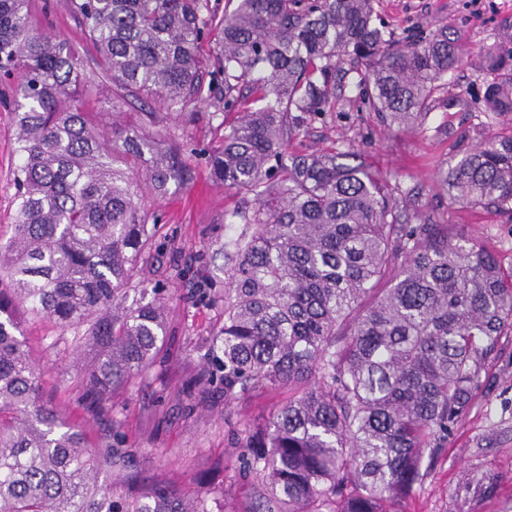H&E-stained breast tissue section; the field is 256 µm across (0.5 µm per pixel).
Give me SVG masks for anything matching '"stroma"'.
<instances>
[{"instance_id": "stroma-1", "label": "stroma", "mask_w": 512, "mask_h": 512, "mask_svg": "<svg viewBox=\"0 0 512 512\" xmlns=\"http://www.w3.org/2000/svg\"><path fill=\"white\" fill-rule=\"evenodd\" d=\"M381 19L404 38L445 25L466 40L470 54L449 74L448 96L454 107L437 105L423 127L385 128L374 114L347 106L326 112L304 127L292 141L296 152L331 148L353 151L359 162L388 181L409 204L434 214L439 223L463 231L492 250L503 268L512 267V216L482 208L451 204L435 186L439 166L471 150L499 126L478 112L486 76L483 49L497 38L504 20H512V0H376ZM37 27L66 39L82 58L91 83L87 102L100 125L113 118L130 123L140 110L160 111L153 99L126 103L96 64L79 19L63 0H30ZM11 79L0 77V223L14 218L13 172L18 163L16 130L11 122ZM224 85L215 83L210 100L165 115L192 168L190 181L174 185L160 198L144 196L137 205L156 227V244L144 265L147 285L164 294L169 308L170 338L162 362L116 396L111 416L91 413L73 381L77 361L70 336L60 335L46 320L27 317L24 339L44 367L43 382L66 418L92 435L111 440L127 451L128 470L142 484L157 479L177 487L220 486L233 482L236 512L250 505V489L224 462L231 428L269 413L288 396L279 390L225 402L223 393L194 399L182 394L183 384L197 371L212 333L223 319L219 299L231 259L225 242L245 231L237 218L240 195L224 190L210 172L209 156L224 138ZM490 475L496 490L486 498L465 499L456 490L462 471ZM407 512H512V340L504 339L496 359L475 391L470 413L448 437V454L428 479L424 492Z\"/></svg>"}]
</instances>
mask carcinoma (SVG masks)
<instances>
[{"label":"carcinoma","mask_w":512,"mask_h":512,"mask_svg":"<svg viewBox=\"0 0 512 512\" xmlns=\"http://www.w3.org/2000/svg\"><path fill=\"white\" fill-rule=\"evenodd\" d=\"M66 0L103 78L170 111L210 98L242 109L211 158L217 182L251 198L254 231L229 242L224 325L198 374L224 403L269 389L288 400L234 433L245 512H405L512 333V270L478 242L395 197L336 148L288 151L316 115L348 104L387 128L425 122L442 80L467 56L441 26L405 43L374 0ZM30 0H0V74L13 78L19 164L14 222L0 241V512H223L230 487L185 494L157 482L122 494L112 443L91 442L47 398L18 339L17 307L70 332L89 362L74 375L88 404L157 362L166 306L135 281L153 228L135 199L191 177L155 112L109 140L85 111L86 75L69 43L33 26ZM207 14H202V9ZM217 28L220 52L199 55ZM349 65L356 91L336 93ZM487 116L512 113V24L485 48ZM463 206L512 215V124L440 168Z\"/></svg>","instance_id":"cac0c4a2"}]
</instances>
